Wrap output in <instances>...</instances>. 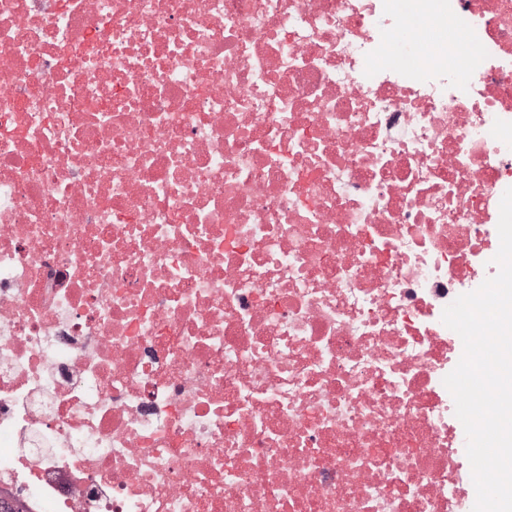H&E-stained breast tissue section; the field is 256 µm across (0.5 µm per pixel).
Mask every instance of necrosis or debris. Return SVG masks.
I'll return each mask as SVG.
<instances>
[{
    "label": "necrosis or debris",
    "mask_w": 512,
    "mask_h": 512,
    "mask_svg": "<svg viewBox=\"0 0 512 512\" xmlns=\"http://www.w3.org/2000/svg\"><path fill=\"white\" fill-rule=\"evenodd\" d=\"M398 2L0 0V502L463 512L512 0Z\"/></svg>",
    "instance_id": "1"
}]
</instances>
